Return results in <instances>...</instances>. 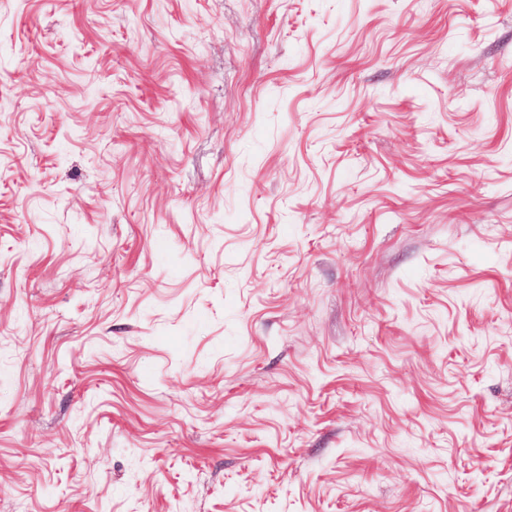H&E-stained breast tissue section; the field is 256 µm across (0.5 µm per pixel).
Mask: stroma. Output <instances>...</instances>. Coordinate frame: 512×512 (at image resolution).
Returning <instances> with one entry per match:
<instances>
[{
	"instance_id": "obj_1",
	"label": "stroma",
	"mask_w": 512,
	"mask_h": 512,
	"mask_svg": "<svg viewBox=\"0 0 512 512\" xmlns=\"http://www.w3.org/2000/svg\"><path fill=\"white\" fill-rule=\"evenodd\" d=\"M0 512H512V0H0Z\"/></svg>"
}]
</instances>
